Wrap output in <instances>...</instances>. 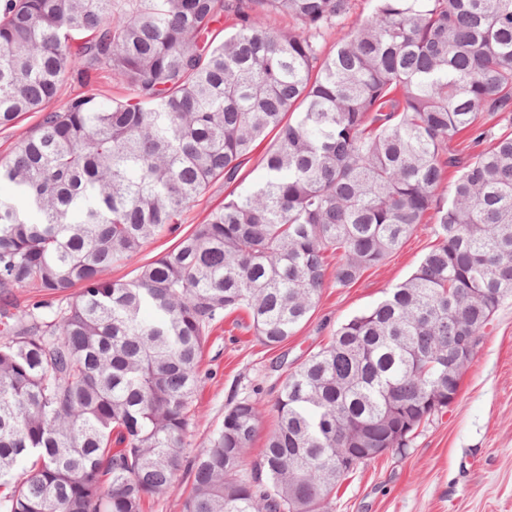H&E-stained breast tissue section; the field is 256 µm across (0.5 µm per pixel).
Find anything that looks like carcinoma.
<instances>
[{"label": "carcinoma", "mask_w": 512, "mask_h": 512, "mask_svg": "<svg viewBox=\"0 0 512 512\" xmlns=\"http://www.w3.org/2000/svg\"><path fill=\"white\" fill-rule=\"evenodd\" d=\"M372 2L323 55L350 0H0V129L38 115L0 160V512H142L185 466L183 512H333L374 449L455 401L456 345L512 298V132L485 121L512 110V0ZM101 72L128 94L57 104ZM464 132L488 146L449 151ZM261 145L252 185L106 277ZM432 213L417 270L287 373L251 470L255 399L186 460L213 324L244 310L287 341L328 255L350 284ZM25 288L42 299L19 310Z\"/></svg>", "instance_id": "cac0c4a2"}]
</instances>
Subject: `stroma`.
<instances>
[{
  "label": "stroma",
  "instance_id": "obj_1",
  "mask_svg": "<svg viewBox=\"0 0 512 512\" xmlns=\"http://www.w3.org/2000/svg\"><path fill=\"white\" fill-rule=\"evenodd\" d=\"M230 190L221 180L211 184L175 230L113 267L110 278L130 279L136 268L171 250ZM437 229L434 223L419 225L350 285L328 280L310 320L279 346L255 338L246 312L215 324L200 362L208 380L197 397L191 446L222 426L229 404L254 398L267 409L249 454L257 459L275 428L268 409L286 374L324 347L341 324L373 308L388 288L409 277L435 244ZM334 512H512V299L494 314L448 411L423 424L405 453H385L350 474L336 494Z\"/></svg>",
  "mask_w": 512,
  "mask_h": 512
}]
</instances>
